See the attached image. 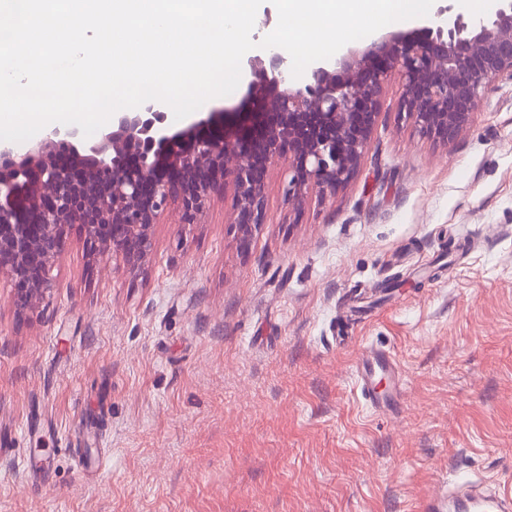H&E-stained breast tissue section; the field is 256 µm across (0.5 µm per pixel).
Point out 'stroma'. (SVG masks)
Instances as JSON below:
<instances>
[{
  "instance_id": "stroma-1",
  "label": "stroma",
  "mask_w": 512,
  "mask_h": 512,
  "mask_svg": "<svg viewBox=\"0 0 512 512\" xmlns=\"http://www.w3.org/2000/svg\"><path fill=\"white\" fill-rule=\"evenodd\" d=\"M389 81L336 196L289 200L247 249L230 198L169 207L138 268L72 229L26 315L0 281V512H417L512 484V84L442 144ZM393 352L395 412L353 364ZM356 389L363 400L375 411L388 408L402 390V379L399 366L390 355L372 348H366L357 357L354 369ZM386 376L392 384V393L384 397L378 393L375 378Z\"/></svg>"
}]
</instances>
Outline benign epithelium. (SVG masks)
<instances>
[{"mask_svg": "<svg viewBox=\"0 0 512 512\" xmlns=\"http://www.w3.org/2000/svg\"><path fill=\"white\" fill-rule=\"evenodd\" d=\"M469 23L457 15L418 33H392L361 51L315 67L291 87L287 59L250 60L248 95L263 106L257 134L212 136L227 114L210 112L178 131L166 104L147 101L119 112L93 140L55 127L32 146L0 141V279L22 314L49 290V272L73 227L94 259L111 253L130 267L152 251L153 227L169 202L193 224L212 197L232 189L242 247L263 219L265 177L281 159L288 197L311 187L331 196L358 173L392 74L402 83L399 113L419 133L448 142L469 122L482 91L512 82V0ZM69 162H58L60 156Z\"/></svg>", "mask_w": 512, "mask_h": 512, "instance_id": "7a95c632", "label": "benign epithelium"}]
</instances>
